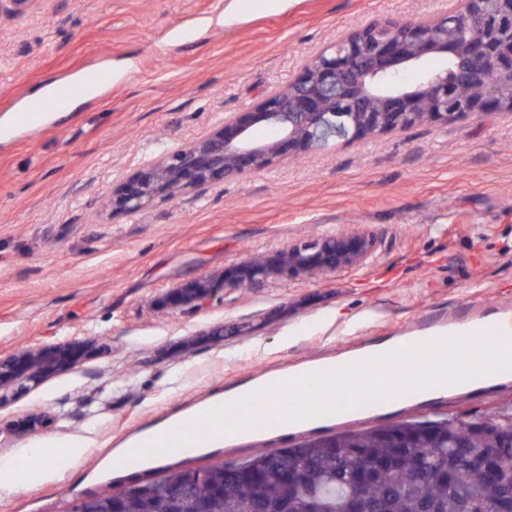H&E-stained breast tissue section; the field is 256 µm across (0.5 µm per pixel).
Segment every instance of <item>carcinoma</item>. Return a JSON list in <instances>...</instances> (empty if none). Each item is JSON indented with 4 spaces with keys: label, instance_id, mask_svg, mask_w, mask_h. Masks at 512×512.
I'll use <instances>...</instances> for the list:
<instances>
[{
    "label": "carcinoma",
    "instance_id": "cac0c4a2",
    "mask_svg": "<svg viewBox=\"0 0 512 512\" xmlns=\"http://www.w3.org/2000/svg\"><path fill=\"white\" fill-rule=\"evenodd\" d=\"M478 429L448 417L348 428L242 460L204 467L191 498L208 512H502L512 504V413L476 418ZM185 468H162L126 495V512H173L170 493ZM106 488L74 512H110Z\"/></svg>",
    "mask_w": 512,
    "mask_h": 512
}]
</instances>
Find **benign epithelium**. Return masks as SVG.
Wrapping results in <instances>:
<instances>
[{"instance_id":"benign-epithelium-1","label":"benign epithelium","mask_w":512,"mask_h":512,"mask_svg":"<svg viewBox=\"0 0 512 512\" xmlns=\"http://www.w3.org/2000/svg\"><path fill=\"white\" fill-rule=\"evenodd\" d=\"M427 57L451 61L453 77L441 70L414 86L405 84L403 74ZM489 72L495 79L487 78ZM463 83L472 93L460 99ZM486 112H512V0H460L459 9L449 14L389 19L348 32L250 109L229 113L220 127L143 164L112 188L105 206L114 213H136L338 141H371ZM257 125L272 128L274 135L253 139ZM373 249V236L364 230L321 236L169 288L161 303L170 312L201 309L220 291L356 269ZM85 349V341L74 339L0 356V405L72 367Z\"/></svg>"}]
</instances>
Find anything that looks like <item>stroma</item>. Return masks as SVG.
<instances>
[{"mask_svg":"<svg viewBox=\"0 0 512 512\" xmlns=\"http://www.w3.org/2000/svg\"><path fill=\"white\" fill-rule=\"evenodd\" d=\"M456 0H32L0 22V354L90 340L73 369L0 406V456L81 437L76 467L0 497V512H59L170 463L198 467L288 447L206 443L122 468V445L196 409L249 373L321 348L371 346L425 313L495 301L512 322V115H467L390 132L159 202L111 213L113 184L294 79L344 32L427 16ZM223 25L202 36L204 21ZM86 69L111 87L73 95L50 121L12 130L13 109ZM366 229L364 266L218 293L170 313L168 288L320 234ZM223 335H216V328ZM512 408V380L388 408L488 416ZM42 416L29 426L31 416Z\"/></svg>","mask_w":512,"mask_h":512,"instance_id":"1","label":"stroma"}]
</instances>
